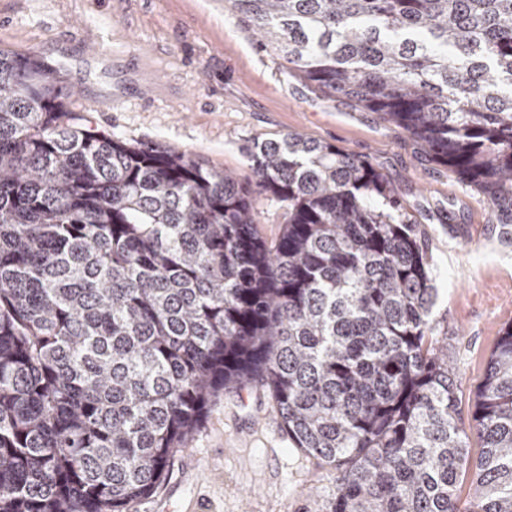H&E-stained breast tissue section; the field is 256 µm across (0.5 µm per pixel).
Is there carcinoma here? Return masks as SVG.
Masks as SVG:
<instances>
[{"label":"carcinoma","instance_id":"cac0c4a2","mask_svg":"<svg viewBox=\"0 0 512 512\" xmlns=\"http://www.w3.org/2000/svg\"><path fill=\"white\" fill-rule=\"evenodd\" d=\"M258 45L377 112L512 243V0H228ZM0 49V512H127L221 391L269 389L329 512H512V323L472 414L416 225L367 161L290 133L255 183L129 144ZM285 208L259 230L253 195ZM474 497L458 507L460 477Z\"/></svg>","mask_w":512,"mask_h":512}]
</instances>
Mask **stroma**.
Returning <instances> with one entry per match:
<instances>
[{
	"label": "stroma",
	"instance_id": "obj_1",
	"mask_svg": "<svg viewBox=\"0 0 512 512\" xmlns=\"http://www.w3.org/2000/svg\"><path fill=\"white\" fill-rule=\"evenodd\" d=\"M62 64L73 104L120 140L185 152L253 181L245 148L290 133L368 160L416 224L448 322L469 421L512 322V245L480 195L421 143L343 96L326 97L257 47L227 0H0V49ZM328 467L295 448L268 390L218 394L161 488L129 512H327Z\"/></svg>",
	"mask_w": 512,
	"mask_h": 512
}]
</instances>
